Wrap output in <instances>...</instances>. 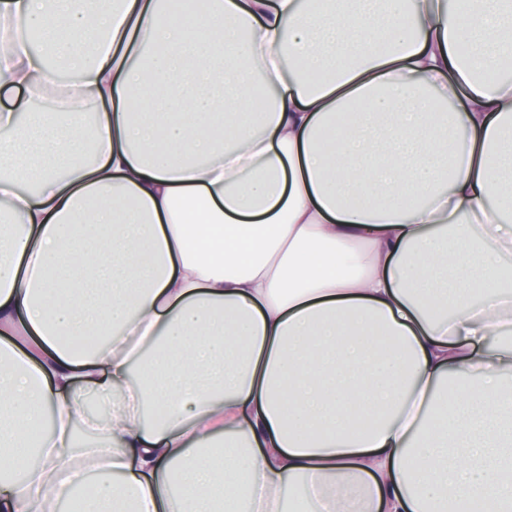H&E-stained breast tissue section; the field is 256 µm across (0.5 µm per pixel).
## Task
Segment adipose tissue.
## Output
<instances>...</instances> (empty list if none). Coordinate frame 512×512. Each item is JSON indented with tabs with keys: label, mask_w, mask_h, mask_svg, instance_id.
<instances>
[{
	"label": "adipose tissue",
	"mask_w": 512,
	"mask_h": 512,
	"mask_svg": "<svg viewBox=\"0 0 512 512\" xmlns=\"http://www.w3.org/2000/svg\"><path fill=\"white\" fill-rule=\"evenodd\" d=\"M162 2L0 0V512H512V0Z\"/></svg>",
	"instance_id": "ef3b65f1"
}]
</instances>
